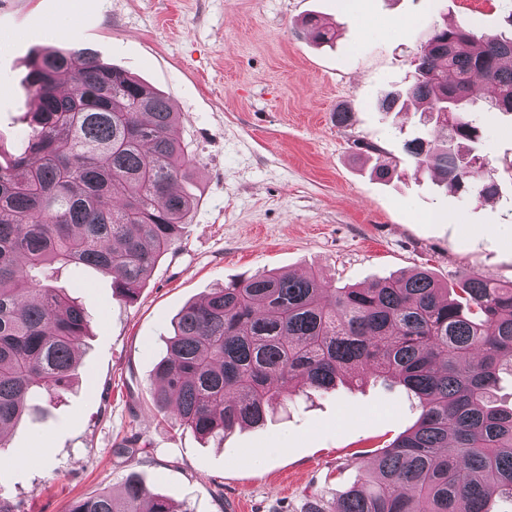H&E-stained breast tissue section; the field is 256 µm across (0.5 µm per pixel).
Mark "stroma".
Listing matches in <instances>:
<instances>
[{"label":"stroma","mask_w":512,"mask_h":512,"mask_svg":"<svg viewBox=\"0 0 512 512\" xmlns=\"http://www.w3.org/2000/svg\"><path fill=\"white\" fill-rule=\"evenodd\" d=\"M511 10L512 0H0V163L27 145L32 52L73 45L162 93L197 163L182 242L136 300L94 269L59 274L90 324L70 390L0 450L14 512H68L120 493L132 474L190 512H302L309 497L334 502L360 482L420 416L403 387L372 378L295 397L217 441L154 408L155 367L180 310L246 274L314 272L336 288L421 269L448 286L469 274L512 281V112L474 103L498 188L483 200L415 171L403 140L424 126L440 136L429 116L381 109L410 84L434 26L495 34ZM309 13L337 27L334 42L306 34ZM379 158L391 179L372 176Z\"/></svg>","instance_id":"obj_1"}]
</instances>
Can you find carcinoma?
Returning a JSON list of instances; mask_svg holds the SVG:
<instances>
[{
	"label": "carcinoma",
	"mask_w": 512,
	"mask_h": 512,
	"mask_svg": "<svg viewBox=\"0 0 512 512\" xmlns=\"http://www.w3.org/2000/svg\"><path fill=\"white\" fill-rule=\"evenodd\" d=\"M505 24L490 35L433 28L416 54L426 73L381 102L398 112L414 101L447 130L438 144L414 136L404 148L449 192L496 194L468 103L482 82L494 89L488 111L512 112V11ZM303 26L319 44L335 38L315 15ZM25 86L35 104L27 145L0 166V449L75 376L89 317L54 276L93 268L135 299L196 204L178 188L194 160L174 136L177 113L152 87L76 47L34 51ZM506 369L512 282L469 276L444 288L420 270L328 288L314 272H261L181 310L151 399L201 437L222 439L262 425L288 387L328 392L389 378L419 399L418 422L333 509L314 496L306 512H489L493 496L512 498V406L497 395ZM68 512L175 510L131 474L121 497L80 498Z\"/></svg>",
	"instance_id": "obj_1"
}]
</instances>
